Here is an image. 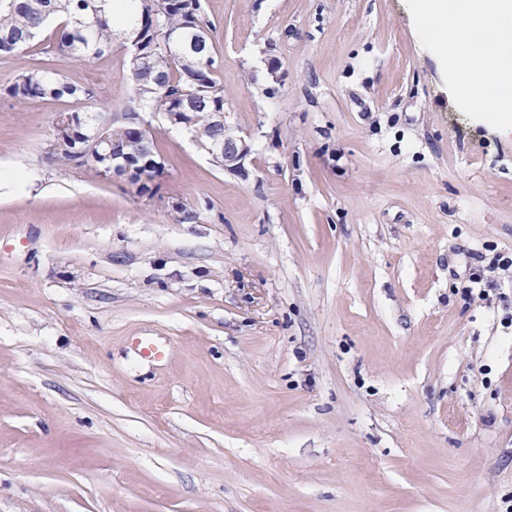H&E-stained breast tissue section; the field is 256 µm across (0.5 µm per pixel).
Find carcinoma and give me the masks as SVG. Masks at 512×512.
Instances as JSON below:
<instances>
[{
    "label": "carcinoma",
    "instance_id": "cac0c4a2",
    "mask_svg": "<svg viewBox=\"0 0 512 512\" xmlns=\"http://www.w3.org/2000/svg\"><path fill=\"white\" fill-rule=\"evenodd\" d=\"M107 0H10L8 10L0 13V56H11L41 35L48 17L63 12L70 19L54 27L48 49L81 60L98 55L112 46L116 33L113 14L104 8ZM132 35L127 37L131 61L126 76L128 96L120 106L122 112L146 109L164 116L171 112H195L180 126L198 135L208 147L212 137L224 133L207 124L204 115L224 111V88L215 78L219 58L211 39V24L206 19L201 0H139ZM14 98H68L76 102L95 97L94 88L68 82L58 73L27 68L3 89ZM75 127L69 133H55L50 154L66 166L83 169L98 178H106L104 168L112 159L100 156L93 147L98 120L95 115L76 106L70 109ZM110 142L125 145L138 156L141 132L132 126H111L105 132ZM163 168L152 164L139 169V191L154 190Z\"/></svg>",
    "mask_w": 512,
    "mask_h": 512
}]
</instances>
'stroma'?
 Here are the masks:
<instances>
[{
  "label": "stroma",
  "instance_id": "1",
  "mask_svg": "<svg viewBox=\"0 0 512 512\" xmlns=\"http://www.w3.org/2000/svg\"><path fill=\"white\" fill-rule=\"evenodd\" d=\"M216 167L145 113L155 194L0 96V512H512V136L456 106L411 0H203ZM121 42L0 56L124 97ZM194 212L182 219L173 202ZM171 346L142 363L136 340Z\"/></svg>",
  "mask_w": 512,
  "mask_h": 512
}]
</instances>
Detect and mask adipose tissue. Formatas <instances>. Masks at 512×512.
<instances>
[{"label": "adipose tissue", "mask_w": 512, "mask_h": 512, "mask_svg": "<svg viewBox=\"0 0 512 512\" xmlns=\"http://www.w3.org/2000/svg\"><path fill=\"white\" fill-rule=\"evenodd\" d=\"M419 33L481 124L512 133V0H412Z\"/></svg>", "instance_id": "adipose-tissue-1"}]
</instances>
